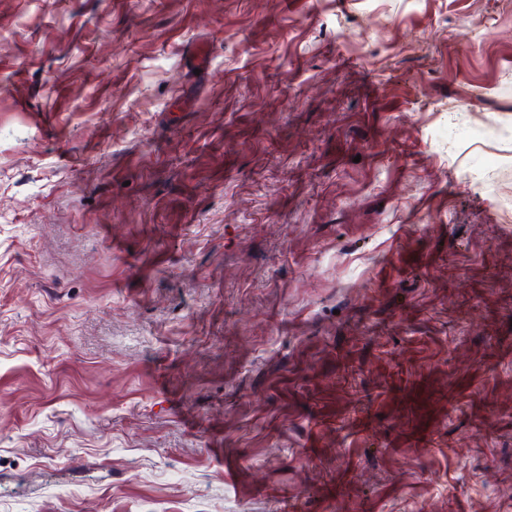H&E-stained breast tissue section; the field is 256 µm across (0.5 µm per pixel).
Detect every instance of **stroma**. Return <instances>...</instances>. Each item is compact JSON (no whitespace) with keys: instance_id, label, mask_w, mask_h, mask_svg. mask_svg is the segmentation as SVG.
Wrapping results in <instances>:
<instances>
[{"instance_id":"obj_1","label":"stroma","mask_w":512,"mask_h":512,"mask_svg":"<svg viewBox=\"0 0 512 512\" xmlns=\"http://www.w3.org/2000/svg\"><path fill=\"white\" fill-rule=\"evenodd\" d=\"M512 0H0V512H512Z\"/></svg>"}]
</instances>
